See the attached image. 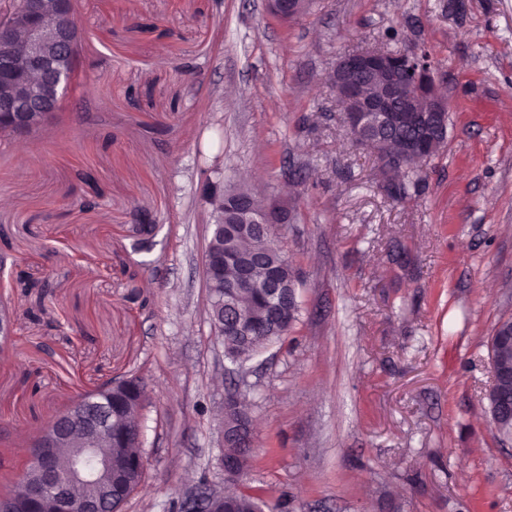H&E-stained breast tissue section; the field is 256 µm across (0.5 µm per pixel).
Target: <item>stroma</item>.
<instances>
[{
    "label": "stroma",
    "mask_w": 512,
    "mask_h": 512,
    "mask_svg": "<svg viewBox=\"0 0 512 512\" xmlns=\"http://www.w3.org/2000/svg\"><path fill=\"white\" fill-rule=\"evenodd\" d=\"M79 2L101 71H82L58 120L0 135L13 474L23 439L136 368L147 473L125 512H177L191 486L223 484L235 383L255 429L246 484L288 512H512V439L483 399L512 318V0H311L287 21L265 0ZM391 36L428 50L448 100L447 139L399 200L331 84L343 49ZM246 177L288 210L301 312L241 381L202 264L205 184Z\"/></svg>",
    "instance_id": "obj_1"
}]
</instances>
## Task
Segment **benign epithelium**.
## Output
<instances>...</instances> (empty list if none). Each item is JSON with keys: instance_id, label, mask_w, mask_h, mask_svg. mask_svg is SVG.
Instances as JSON below:
<instances>
[{"instance_id": "1", "label": "benign epithelium", "mask_w": 512, "mask_h": 512, "mask_svg": "<svg viewBox=\"0 0 512 512\" xmlns=\"http://www.w3.org/2000/svg\"><path fill=\"white\" fill-rule=\"evenodd\" d=\"M274 13L297 15L303 0H268ZM72 0H13L0 7V42L6 57L0 62V128L24 133L59 111L77 82V73L58 65L61 57L73 53L75 36L71 24ZM333 82L344 108L345 124L351 136L386 163L401 170L398 160L417 161L431 153L426 140L418 135L400 143V158L389 157L387 142H373L364 129L407 127L437 133L448 131V102L437 87L427 61L415 51L400 55L382 52H353L340 56ZM288 223V212L269 202L255 224L265 232L276 224ZM236 288L253 285V261L244 253L236 258ZM204 278H224V256L204 255ZM12 314L0 304V348L7 343ZM138 406L117 418L101 417L86 406L73 408L49 423L41 433L44 446L29 450L34 473L23 478L25 495L7 504L5 512H112V483L117 474L112 449L122 448L129 437L140 439ZM224 447L238 446L251 454V422L242 409L239 388L224 392ZM72 447L62 459L57 448ZM94 454L98 466L86 470L82 458ZM224 478L239 480L244 473L239 456L220 457ZM94 485L95 498L80 491ZM224 489L203 485L189 492L181 512H221Z\"/></svg>"}]
</instances>
